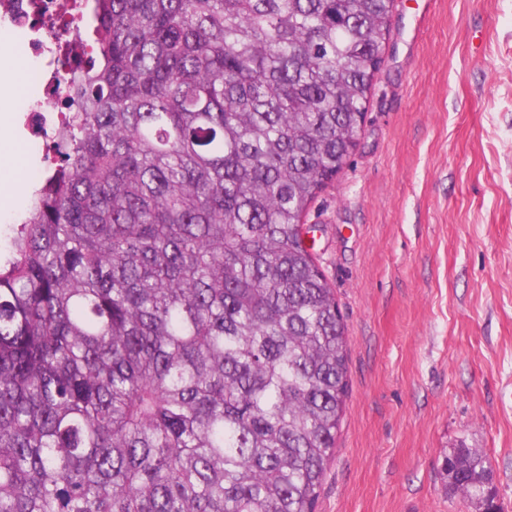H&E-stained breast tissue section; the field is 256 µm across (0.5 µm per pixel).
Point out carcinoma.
I'll use <instances>...</instances> for the list:
<instances>
[{
	"label": "carcinoma",
	"mask_w": 512,
	"mask_h": 512,
	"mask_svg": "<svg viewBox=\"0 0 512 512\" xmlns=\"http://www.w3.org/2000/svg\"><path fill=\"white\" fill-rule=\"evenodd\" d=\"M394 0H93L0 256V512H316L347 336L302 240ZM448 487L494 512L489 459Z\"/></svg>",
	"instance_id": "cac0c4a2"
}]
</instances>
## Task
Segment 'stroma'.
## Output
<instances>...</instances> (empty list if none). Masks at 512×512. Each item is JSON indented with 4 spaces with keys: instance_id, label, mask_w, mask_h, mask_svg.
I'll list each match as a JSON object with an SVG mask.
<instances>
[{
    "instance_id": "1",
    "label": "stroma",
    "mask_w": 512,
    "mask_h": 512,
    "mask_svg": "<svg viewBox=\"0 0 512 512\" xmlns=\"http://www.w3.org/2000/svg\"><path fill=\"white\" fill-rule=\"evenodd\" d=\"M42 99L0 90L27 197ZM304 223L348 336L316 512H478L448 489L461 446L512 512V0H395L358 146Z\"/></svg>"
}]
</instances>
